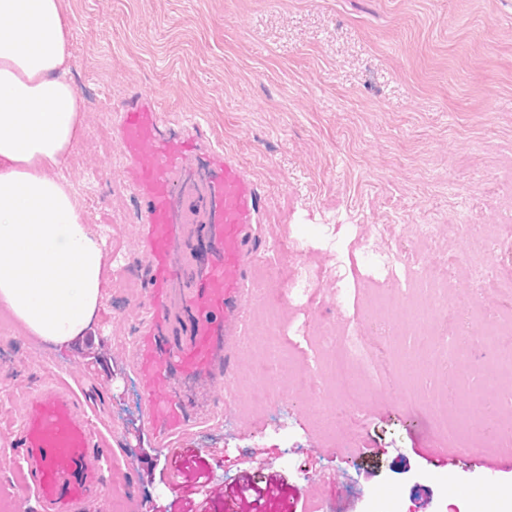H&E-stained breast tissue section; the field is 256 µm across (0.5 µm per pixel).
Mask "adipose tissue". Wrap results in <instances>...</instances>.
<instances>
[{"label":"adipose tissue","instance_id":"adipose-tissue-1","mask_svg":"<svg viewBox=\"0 0 512 512\" xmlns=\"http://www.w3.org/2000/svg\"><path fill=\"white\" fill-rule=\"evenodd\" d=\"M63 0H0V313L66 348L105 297L107 249L59 169L82 132Z\"/></svg>","mask_w":512,"mask_h":512}]
</instances>
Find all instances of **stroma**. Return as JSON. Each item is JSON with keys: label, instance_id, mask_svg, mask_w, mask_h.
Here are the masks:
<instances>
[{"label": "stroma", "instance_id": "obj_1", "mask_svg": "<svg viewBox=\"0 0 512 512\" xmlns=\"http://www.w3.org/2000/svg\"><path fill=\"white\" fill-rule=\"evenodd\" d=\"M83 134L62 168L91 226L123 254L88 336L61 350L0 316V512H41L23 493L13 457L27 387L84 381L91 418L112 445L137 444L86 512H181L167 469L141 427L144 390L124 340L134 323L142 246L137 200L124 179L112 111L138 90L159 111L200 124L237 154L262 185L268 241L262 287L248 314L251 345L237 363L222 424L187 445L214 452V483L266 462L288 490L290 512H512V471L484 487L480 467H435L448 447L424 398L493 425L477 448L512 460L496 430L512 409V377L494 348L475 340L484 323L512 316V0H64ZM481 226L486 280L468 268ZM430 224L432 236L417 225ZM383 237L433 259L450 286L432 300L422 278L378 276L366 240ZM435 305V341L471 337L463 363L423 364L408 383L403 354L426 338L384 302ZM281 323L291 373L309 390L267 387L263 326ZM355 332V403L325 379L323 362ZM341 408L323 423L318 405Z\"/></svg>", "mask_w": 512, "mask_h": 512}]
</instances>
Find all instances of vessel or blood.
<instances>
[{
	"label": "vessel or blood",
	"mask_w": 512,
	"mask_h": 512,
	"mask_svg": "<svg viewBox=\"0 0 512 512\" xmlns=\"http://www.w3.org/2000/svg\"><path fill=\"white\" fill-rule=\"evenodd\" d=\"M126 160V176L138 203L146 275L137 304L142 318L132 337L133 368L145 391L143 427L169 463V484L185 493L184 480L201 449L184 437L227 406L221 394L198 411L185 381L229 383L244 346L247 307L259 290L255 269L267 251L261 235L263 193L254 175L219 141L172 126L152 94L138 93L113 114ZM198 170L207 200L206 258L186 266L177 242L182 200L179 175ZM86 397L71 387L44 383L25 391L17 440L22 448V489L42 512H84L104 489L112 457L133 460L130 445L105 448L90 426Z\"/></svg>",
	"instance_id": "obj_1"
}]
</instances>
